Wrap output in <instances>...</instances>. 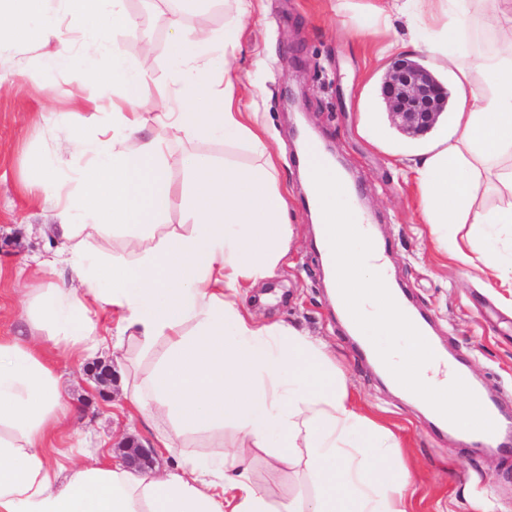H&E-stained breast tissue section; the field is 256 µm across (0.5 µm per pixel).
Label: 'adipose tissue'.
Returning <instances> with one entry per match:
<instances>
[{"label": "adipose tissue", "mask_w": 512, "mask_h": 512, "mask_svg": "<svg viewBox=\"0 0 512 512\" xmlns=\"http://www.w3.org/2000/svg\"><path fill=\"white\" fill-rule=\"evenodd\" d=\"M410 38L386 53L427 54L448 75V123L412 166L422 223L437 248L486 283L512 284L489 240L460 245L452 224L512 227V202L473 204L482 171L497 170L512 195V0H489L498 47L476 82L472 0H390ZM123 0H0V30L13 40H62L66 17L84 25L48 60L94 68L109 57L88 96L90 113L68 135L66 152L39 159L36 189L54 199L61 243L32 259L36 284L21 311L29 333L0 337V512H407L411 477L390 430L351 401L323 344L280 322L262 323L241 300L272 278L292 250L288 187L270 134L247 112L231 56L245 20L262 0H230L222 28L168 30L173 67L166 98L146 102L148 74L121 51L136 24ZM188 139H220L224 158L186 156L174 182L168 144L153 127ZM180 209L183 223L167 218ZM118 241V249L103 245ZM114 322L112 348L153 355L151 369L125 384L124 398L146 424L164 419L156 444L174 460L162 477L96 461L60 477L46 464L54 426L70 412L47 347L90 353L102 316ZM233 423L235 445L203 460L188 438ZM306 464L312 499L274 501L251 478V461Z\"/></svg>", "instance_id": "adipose-tissue-1"}]
</instances>
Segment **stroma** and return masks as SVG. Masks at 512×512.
Returning <instances> with one entry per match:
<instances>
[{"instance_id":"obj_1","label":"stroma","mask_w":512,"mask_h":512,"mask_svg":"<svg viewBox=\"0 0 512 512\" xmlns=\"http://www.w3.org/2000/svg\"><path fill=\"white\" fill-rule=\"evenodd\" d=\"M375 2L264 0L263 14L239 32L232 61L243 81L242 98L273 132L271 146L281 156L280 179L288 185V218L296 232L287 261L263 287L249 290L244 304L257 320L283 322L321 340L359 413L395 432L414 477L408 512H512V452H480L454 437L428 434L414 403L387 389L367 347L350 339L331 302L320 244L304 204L293 118L283 108L290 87L306 96L304 124L354 174L366 217L390 243L389 273L427 314L436 342L465 362L491 399L512 409V290L470 279L463 265L432 247L429 227L419 221L412 158L405 152L411 137L397 135L389 149L360 131L367 108H384L371 86L390 63L381 53L384 37L356 34L361 15ZM125 8L138 25L123 35L121 48L128 59L146 61L151 77L141 94L149 101L171 90V22L212 28L224 23L222 10L176 16L161 0H125ZM147 36L153 51L146 57ZM44 52L40 43L0 37V336L17 324L20 290L29 284L27 262L57 247L51 234L40 231L52 223L53 208L28 191L40 178L30 159L65 149L70 127L80 124L84 112L74 94L91 83L81 67H44ZM50 359L75 410L55 432L54 469L70 474L79 458L76 441L87 432L108 454L133 435L152 442V431L129 417L118 382L125 365L111 351H100L91 361L54 350ZM96 360L110 364L116 377L103 395L90 372ZM252 477L277 501L314 493L308 469L270 467L261 453Z\"/></svg>"}]
</instances>
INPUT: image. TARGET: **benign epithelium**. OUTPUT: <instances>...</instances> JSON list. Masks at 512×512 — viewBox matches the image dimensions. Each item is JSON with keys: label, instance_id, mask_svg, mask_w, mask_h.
<instances>
[{"label": "benign epithelium", "instance_id": "obj_1", "mask_svg": "<svg viewBox=\"0 0 512 512\" xmlns=\"http://www.w3.org/2000/svg\"><path fill=\"white\" fill-rule=\"evenodd\" d=\"M381 97L392 122L411 136L430 131L448 107L446 88L432 72L407 57L391 63ZM120 461L131 469L148 470L154 464V449L140 442L126 443Z\"/></svg>", "mask_w": 512, "mask_h": 512}]
</instances>
